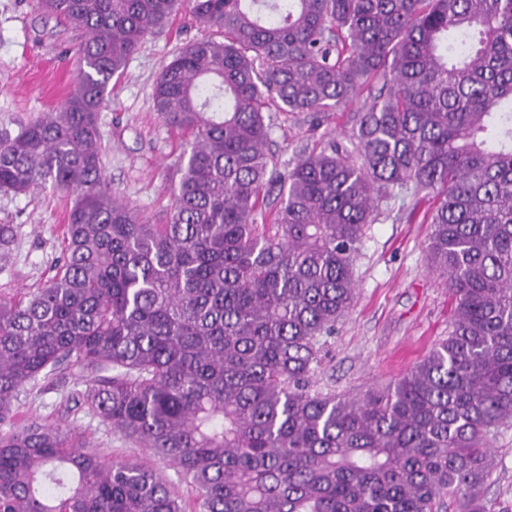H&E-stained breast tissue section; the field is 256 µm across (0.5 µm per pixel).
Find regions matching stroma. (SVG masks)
<instances>
[{
  "mask_svg": "<svg viewBox=\"0 0 512 512\" xmlns=\"http://www.w3.org/2000/svg\"><path fill=\"white\" fill-rule=\"evenodd\" d=\"M207 33L188 15L172 17L163 30L146 37L123 75L113 78L108 105L99 114L111 187L153 224L168 219L175 162L184 148L153 108V85L179 49ZM75 40L68 26L39 10L37 0H0V124L47 111L69 92L75 60L65 50ZM353 114L350 107L329 112L314 127L304 118L272 113L271 149L285 162L328 137L344 139ZM68 204L49 186L26 196L0 193V224L18 227L12 259L0 268V297L37 287L51 275L61 254L60 226ZM432 207L431 200L416 204L408 198L396 202L391 219L369 226L354 267L357 297L327 341L314 377L318 388L361 394L399 379L447 338L452 297L445 281L430 272L425 251ZM87 386L75 375L41 383L21 395L17 410L73 429L105 459L152 462L186 507H193L194 491L174 467L151 461L146 449L69 402V395ZM494 459L487 506L490 512H512V427L500 431Z\"/></svg>",
  "mask_w": 512,
  "mask_h": 512,
  "instance_id": "obj_1",
  "label": "stroma"
}]
</instances>
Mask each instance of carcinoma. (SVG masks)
<instances>
[{"label": "carcinoma", "mask_w": 512, "mask_h": 512, "mask_svg": "<svg viewBox=\"0 0 512 512\" xmlns=\"http://www.w3.org/2000/svg\"><path fill=\"white\" fill-rule=\"evenodd\" d=\"M184 2L224 41H192L153 87L186 150L151 224L112 194L98 116ZM40 5L80 33L78 71L50 111L0 126V191L72 203L55 275L0 299V512H183L153 467L17 421L23 392L72 370L75 406L175 467L198 512H487L512 426V0ZM359 99L346 140L269 152L271 109ZM423 194L448 338L393 384L317 389L369 225ZM16 237L0 225L5 265Z\"/></svg>", "instance_id": "cac0c4a2"}]
</instances>
